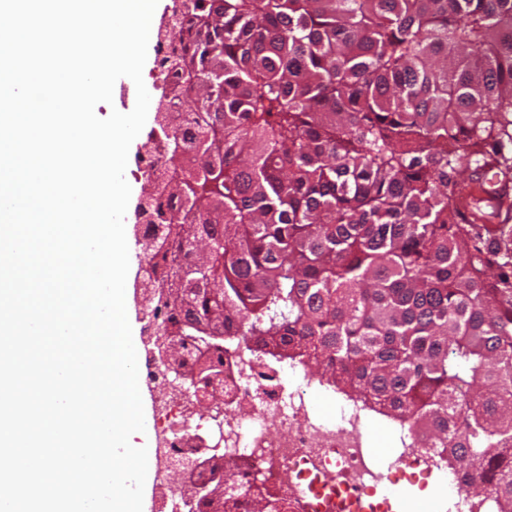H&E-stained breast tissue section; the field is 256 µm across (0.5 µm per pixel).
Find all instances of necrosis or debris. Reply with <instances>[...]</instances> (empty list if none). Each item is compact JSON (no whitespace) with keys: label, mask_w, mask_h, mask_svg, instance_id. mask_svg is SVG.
Masks as SVG:
<instances>
[{"label":"necrosis or debris","mask_w":512,"mask_h":512,"mask_svg":"<svg viewBox=\"0 0 512 512\" xmlns=\"http://www.w3.org/2000/svg\"><path fill=\"white\" fill-rule=\"evenodd\" d=\"M322 397L310 377L269 368L251 355L224 365V451L266 479L282 468L293 475L291 498L281 512H389L379 489L402 478L412 482L434 475L452 494L444 504L423 502L422 512L468 507L463 474L445 458L403 447L402 431L393 428L389 462L380 466L368 446L367 413L341 401L335 418L316 417L312 405Z\"/></svg>","instance_id":"4bbe7bcc"}]
</instances>
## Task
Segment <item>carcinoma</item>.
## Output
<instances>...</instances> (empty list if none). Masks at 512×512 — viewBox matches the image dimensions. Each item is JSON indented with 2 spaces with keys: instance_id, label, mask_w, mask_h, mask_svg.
<instances>
[{
  "instance_id": "carcinoma-1",
  "label": "carcinoma",
  "mask_w": 512,
  "mask_h": 512,
  "mask_svg": "<svg viewBox=\"0 0 512 512\" xmlns=\"http://www.w3.org/2000/svg\"><path fill=\"white\" fill-rule=\"evenodd\" d=\"M161 98L190 111L138 159L149 309L213 398L224 359L312 369L512 512V0H180ZM194 175L181 178L178 168ZM212 244L208 260L197 239ZM210 463L195 512H278Z\"/></svg>"
}]
</instances>
